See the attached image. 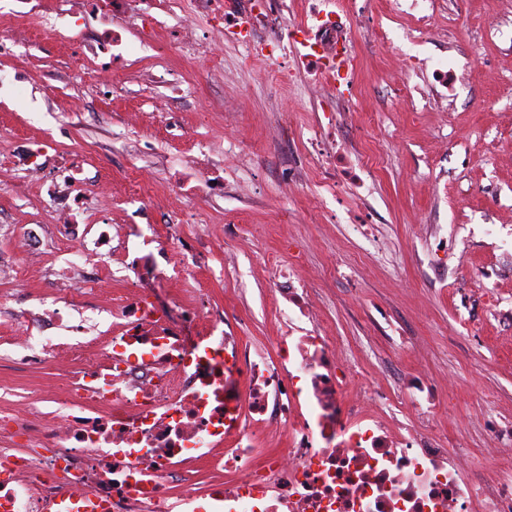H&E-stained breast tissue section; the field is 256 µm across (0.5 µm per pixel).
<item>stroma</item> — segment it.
Returning a JSON list of instances; mask_svg holds the SVG:
<instances>
[{
  "mask_svg": "<svg viewBox=\"0 0 512 512\" xmlns=\"http://www.w3.org/2000/svg\"><path fill=\"white\" fill-rule=\"evenodd\" d=\"M462 14L469 18L463 30L457 26ZM407 22L393 0H366L353 45L355 84L374 119L373 150L383 160L359 193L371 206L376 230L392 241L391 256L361 267L345 208L332 217L312 212L318 177L281 205V164L289 152L304 149L320 110L303 99L300 83L279 85L272 94L261 79L266 61L249 57L238 43L200 50L191 61L171 62L183 75V90L172 99L180 124L173 127L151 105L152 95L168 92L167 84H147L140 64L101 71L98 79H112L117 87L111 104H104L90 80L70 78V70L80 65L74 47L39 14L15 26L17 54L0 60V69L27 73L19 90L0 89V253H7L11 234L19 231L48 239V192L18 188L9 163L12 144L39 142L53 154L80 148L87 189L115 195L116 224L127 220L139 199L126 192V156L111 131L125 130L126 140L143 149L142 165L151 173L147 190L161 200L156 211L143 216L146 224L166 223L171 211L185 207V199L168 190L179 159L205 142L252 146L250 166L259 185L254 200L243 203L225 191L201 198L196 223L184 228L183 245L209 228L239 224L249 252L274 255L280 264L289 261L283 237L290 233L307 270L346 264L345 276L326 279L319 291L331 332L356 350L367 377L389 391L402 393L419 377L442 378L448 428L474 468L494 478L496 466L480 447L489 425L512 426V324L487 318L481 306L462 307L460 295L480 288V275L495 267L493 297L512 308V270L501 265L503 254L512 252V166L497 163L502 151L512 150V0H434L428 31L417 44L401 38ZM378 29L388 32L387 45L377 43ZM395 53L419 56L431 66L468 67L469 80L427 104L418 96L398 99L394 87L401 73L390 61ZM490 100L491 110L485 107ZM288 108L299 129L292 143L278 139L273 120L275 112ZM129 112L139 113L140 122L126 130L122 123ZM285 208L293 224L283 223ZM419 224L440 225L471 246L434 271L415 238ZM206 278L213 301L244 318L254 344L277 334L259 265L244 259L238 268ZM399 335L412 344L426 342L428 352L415 353L411 344L393 353L388 339ZM12 356L11 346H0V403L21 408L53 378L19 368Z\"/></svg>",
  "mask_w": 512,
  "mask_h": 512,
  "instance_id": "1",
  "label": "stroma"
}]
</instances>
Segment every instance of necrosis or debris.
Returning <instances> with one entry per match:
<instances>
[{
	"mask_svg": "<svg viewBox=\"0 0 512 512\" xmlns=\"http://www.w3.org/2000/svg\"><path fill=\"white\" fill-rule=\"evenodd\" d=\"M54 30L67 34L84 67L111 70L101 53L147 49L163 39L185 56L188 42H249L268 61L276 87L307 77L309 97L324 103L323 119L301 160L281 175L279 198H296L316 168L328 195L345 200L363 185L370 155L352 161L339 146L340 128L368 139L371 123L356 103L355 66L348 52L360 20V0H311L288 34L281 22L291 0H50ZM138 12L150 34L131 38L115 17ZM243 148L202 144L186 159L188 178L173 193L195 202L217 192L228 159ZM21 188L53 183L48 221L57 246L37 252L29 234L14 236L7 260L17 292L50 268L59 303L22 308L21 317L64 328L63 309L100 312L107 327L66 341L25 336V363L58 372L57 383L28 413L0 406V512H512V427H491L484 454L498 481L472 472L467 455L450 450L437 423L447 400L431 383L408 397V422L390 414L393 402L366 379L356 357L330 334L317 302L318 280L301 263L282 268L255 256L274 296L269 313L279 325L270 351L253 346L223 308L203 291L181 306L163 304L167 282L198 281L212 257L209 240L194 252L180 244L188 218L180 213L152 227L158 258H142L128 291L112 296L100 279L75 277L95 265L102 248L130 252L141 231L109 224L112 198L87 208L79 174L82 151L48 157L44 147L21 146L14 156ZM205 464L213 481L197 486L191 463Z\"/></svg>",
	"mask_w": 512,
	"mask_h": 512,
	"instance_id": "obj_1",
	"label": "necrosis or debris"
}]
</instances>
